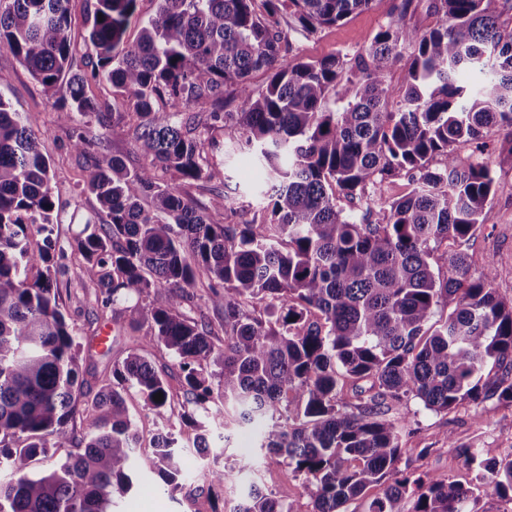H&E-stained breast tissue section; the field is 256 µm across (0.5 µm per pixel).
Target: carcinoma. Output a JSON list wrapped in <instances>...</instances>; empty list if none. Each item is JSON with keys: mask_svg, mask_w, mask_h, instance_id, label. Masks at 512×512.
<instances>
[{"mask_svg": "<svg viewBox=\"0 0 512 512\" xmlns=\"http://www.w3.org/2000/svg\"><path fill=\"white\" fill-rule=\"evenodd\" d=\"M373 2L159 0L129 43L138 0H94L88 70L73 73L68 0H0V47L44 87L67 81L71 106L102 126L132 112L143 158L131 169L77 135L82 192L100 221L68 252L53 237L60 213L37 122L0 100V512H111L133 489L139 458L128 391L162 419L171 405L166 375L136 352L94 394L80 379L81 344L59 305L67 258L81 264L101 310L126 303L142 341L169 352L182 378L180 426L194 431L199 457L211 448L203 419H222L230 404L237 423L260 426L266 462L304 478L309 512H347L386 479L367 512H474L467 505L486 485L512 505V447L486 460L448 435L475 482L415 477L397 467L401 426L386 418L410 399L434 412L512 403V302L497 294L492 267L472 275L463 249L494 177L484 160L454 157L493 127L512 130V29L499 22L498 0H430L412 25V0H403L352 56L294 50V35ZM403 59L407 82L393 103L386 76ZM461 71L474 82L458 83ZM101 75L112 85L110 114L85 94ZM332 95L345 100L339 112L325 108ZM196 105L206 113L184 112ZM217 129L237 135L272 182L267 206L249 219L217 185ZM436 155L441 169L430 167ZM401 173L411 190L386 196ZM194 189L210 194L224 223L198 208ZM450 239L460 249L440 252ZM197 299L219 320L192 316ZM450 302L447 318L432 322ZM78 415L81 438L69 426ZM180 437L159 432L149 457L172 492L184 476ZM57 448L72 449L59 469L24 473ZM230 512L300 510L287 493L254 485Z\"/></svg>", "mask_w": 512, "mask_h": 512, "instance_id": "carcinoma-1", "label": "carcinoma"}]
</instances>
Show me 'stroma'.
Returning a JSON list of instances; mask_svg holds the SVG:
<instances>
[{"label":"stroma","instance_id":"1","mask_svg":"<svg viewBox=\"0 0 512 512\" xmlns=\"http://www.w3.org/2000/svg\"><path fill=\"white\" fill-rule=\"evenodd\" d=\"M401 0H375L365 11L351 15L342 24L326 27L317 34L297 37L295 44L302 56L319 59L336 52L352 54L364 49L370 36L398 12ZM0 99L12 111L35 116L43 133L41 150L48 158L52 187L60 222L55 234L61 244L77 238L87 220L95 219V199L82 195L80 187L88 172L83 159L71 144L79 131L93 130L108 144L112 153L124 158L128 167L139 166L141 160L133 151V135L129 124L119 127L98 126L93 115L80 114L66 102V86L58 84L48 89L38 83L5 48H0ZM221 150L218 159L224 165V190L246 211L264 205L261 174L254 157L238 145L236 137L219 136ZM488 158L494 177V194L486 208L483 224L468 245L475 265L473 274L493 267L494 286L506 299H512V137L505 130H492L488 136ZM83 273L71 264L60 278V304L77 328L81 343L83 377L91 390H98L112 376V367L122 361L131 349H138L159 369L170 366L168 352L160 346L141 342L124 318L122 308L107 312L96 319L99 310L93 291L82 286ZM390 417L408 430L403 438L399 469L435 472L461 484L474 477L452 456L445 443L446 436L479 448L482 457L499 456L502 449L512 446V405L491 404L481 412L470 402H463L450 413L427 410L417 400H409ZM226 434L223 447L212 449L206 458H198L187 450L190 475L182 488L168 492L148 465H141L135 488L117 499L115 512H227L230 505L244 497L250 484L264 490L287 492L298 502L300 512H308L310 497L302 477L284 466L267 464L258 448L253 429L239 425H209L211 437ZM232 464L234 472L224 486L212 489L206 481L209 469Z\"/></svg>","mask_w":512,"mask_h":512}]
</instances>
